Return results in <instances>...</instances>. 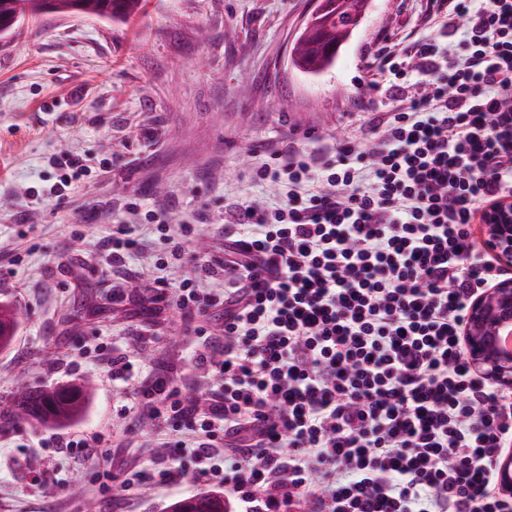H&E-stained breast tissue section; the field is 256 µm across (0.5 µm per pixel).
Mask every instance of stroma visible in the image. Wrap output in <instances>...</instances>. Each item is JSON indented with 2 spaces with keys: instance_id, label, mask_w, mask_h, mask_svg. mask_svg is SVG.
<instances>
[{
  "instance_id": "1",
  "label": "stroma",
  "mask_w": 512,
  "mask_h": 512,
  "mask_svg": "<svg viewBox=\"0 0 512 512\" xmlns=\"http://www.w3.org/2000/svg\"><path fill=\"white\" fill-rule=\"evenodd\" d=\"M433 8L372 0L318 76L290 61L311 0H144L126 21L47 13L0 40V255L18 260L0 268V304L19 315L13 344L0 351V397L21 381L92 379L86 410L68 428L115 442L105 467L42 447L44 424L0 428V512H168L196 493L190 482L156 485L166 451L151 421L127 432L120 424L144 378L204 396L193 368L204 341L173 300L156 296L159 282L223 257L224 240L214 226L162 233L145 223L138 249L110 267L101 240L112 213L129 199L187 219L225 204H272L277 189L248 179L253 148L282 139L309 153L334 142L364 147L377 118L422 90L384 69V39H460L454 28H429ZM66 154L92 170L61 200L53 162ZM102 347L133 364L132 379H109Z\"/></svg>"
}]
</instances>
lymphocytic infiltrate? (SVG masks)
<instances>
[{
  "label": "lymphocytic infiltrate",
  "mask_w": 512,
  "mask_h": 512,
  "mask_svg": "<svg viewBox=\"0 0 512 512\" xmlns=\"http://www.w3.org/2000/svg\"><path fill=\"white\" fill-rule=\"evenodd\" d=\"M461 30L388 52L424 92L364 151L252 153L278 203L225 206L224 293L183 279L188 324L220 308L184 387L141 406L170 451L158 485L189 480L241 512H512L496 480L512 446V391L469 366L467 305L507 275L470 245L481 205L512 197V0H438Z\"/></svg>",
  "instance_id": "1"
}]
</instances>
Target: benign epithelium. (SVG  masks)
<instances>
[{
  "mask_svg": "<svg viewBox=\"0 0 512 512\" xmlns=\"http://www.w3.org/2000/svg\"><path fill=\"white\" fill-rule=\"evenodd\" d=\"M328 5L313 0L302 26L325 30ZM484 244L496 255L512 262V200L488 207L483 214ZM512 336V280L497 283L474 297L468 305L463 340L471 368L490 382L512 387V350H502L497 337ZM497 478L502 490L512 493V452L500 457Z\"/></svg>",
  "mask_w": 512,
  "mask_h": 512,
  "instance_id": "benign-epithelium-1",
  "label": "benign epithelium"
}]
</instances>
